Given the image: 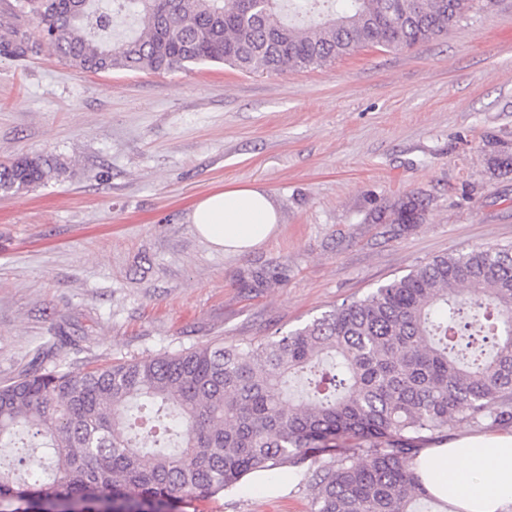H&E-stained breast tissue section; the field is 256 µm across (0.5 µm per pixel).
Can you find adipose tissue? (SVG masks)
<instances>
[{
	"label": "adipose tissue",
	"instance_id": "obj_1",
	"mask_svg": "<svg viewBox=\"0 0 512 512\" xmlns=\"http://www.w3.org/2000/svg\"><path fill=\"white\" fill-rule=\"evenodd\" d=\"M189 222L214 249L234 255L273 235L278 212L269 193L245 185L201 199ZM416 466L427 492L457 512H512V434L464 435L420 450Z\"/></svg>",
	"mask_w": 512,
	"mask_h": 512
}]
</instances>
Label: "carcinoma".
<instances>
[{"label":"carcinoma","instance_id":"obj_1","mask_svg":"<svg viewBox=\"0 0 512 512\" xmlns=\"http://www.w3.org/2000/svg\"><path fill=\"white\" fill-rule=\"evenodd\" d=\"M496 4L12 0L36 37L0 35V55L46 50L94 74L273 73L433 42ZM55 170L18 155L0 163V191ZM425 210L405 196L372 221L420 224ZM456 419L512 421V248L437 257L265 341L18 373L0 385V512H183L288 463L308 465L311 512H417V444Z\"/></svg>","mask_w":512,"mask_h":512}]
</instances>
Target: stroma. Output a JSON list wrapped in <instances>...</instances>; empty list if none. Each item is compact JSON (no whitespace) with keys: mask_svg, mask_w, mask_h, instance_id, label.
I'll return each instance as SVG.
<instances>
[{"mask_svg":"<svg viewBox=\"0 0 512 512\" xmlns=\"http://www.w3.org/2000/svg\"><path fill=\"white\" fill-rule=\"evenodd\" d=\"M512 0L401 52L255 74L221 63L86 73L0 55V158L58 173L0 192V383L58 331L71 370L256 342L363 298L442 255L512 246ZM267 191L273 236L227 255L188 216L208 194ZM419 194L423 223L375 224ZM280 466L184 512H310Z\"/></svg>","mask_w":512,"mask_h":512,"instance_id":"obj_1","label":"stroma"}]
</instances>
